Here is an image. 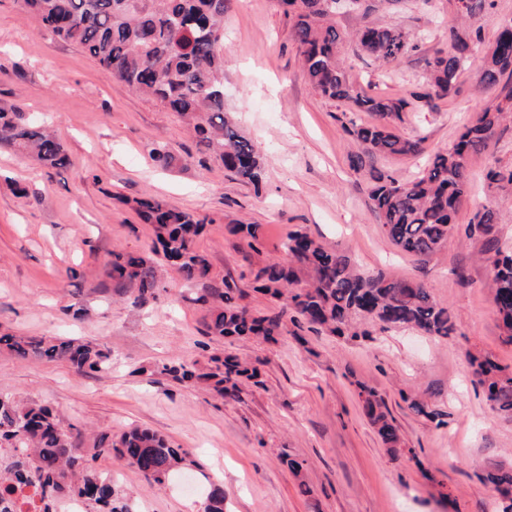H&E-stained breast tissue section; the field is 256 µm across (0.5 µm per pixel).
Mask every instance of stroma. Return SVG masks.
<instances>
[{
  "instance_id": "35a3bbf8",
  "label": "stroma",
  "mask_w": 512,
  "mask_h": 512,
  "mask_svg": "<svg viewBox=\"0 0 512 512\" xmlns=\"http://www.w3.org/2000/svg\"><path fill=\"white\" fill-rule=\"evenodd\" d=\"M373 2L378 16L429 51L447 47V30L459 23L453 0ZM510 20L512 0H497L494 15L476 14L470 25L485 47ZM484 47L455 94L399 122L402 135L423 137V154L379 156L376 168L413 179L428 155L456 141L482 105ZM342 55L352 80L374 95L406 98L424 80L414 54L394 67L356 57L349 44ZM224 61V108L264 159L258 193L217 164L201 168L176 113L106 78L78 46L38 32L18 0H0V107L46 119L71 158L66 169L49 171L0 147V331L93 341L113 360L111 372L87 376L1 349L0 394L52 406L87 448L96 435L139 426L188 450L200 471L162 486L117 456L95 460L135 512H192L206 496V475L224 481V512H502L478 475L491 461L512 465V421L491 410L470 358L487 354L512 369V346L500 340L479 243L458 233L423 260L386 237L369 207L368 176L350 165L357 146L341 110L309 85L276 0H238L224 18ZM158 146L178 157L177 166L154 165ZM491 167L512 170V122L470 156L474 191L456 214L465 225L477 210H495L498 235L512 244V186L488 189L482 177ZM141 197L208 216L196 248L215 275L248 290L252 311L273 302L249 291L251 266L287 260L286 236L302 228L363 273L424 283L448 305L457 333L442 339L377 327L371 338L347 341L303 323L272 341L232 343L204 335V309L177 271H168L158 300L136 305L112 296L99 286L112 250L152 245V227L125 204ZM236 220L260 225V253L225 232ZM228 351L259 362L262 372V386L244 384L235 400L137 371L172 360L203 369ZM362 385L385 398L401 438L395 450L366 418ZM414 400L439 410V419L411 410ZM289 458L302 462L299 472L288 469Z\"/></svg>"
}]
</instances>
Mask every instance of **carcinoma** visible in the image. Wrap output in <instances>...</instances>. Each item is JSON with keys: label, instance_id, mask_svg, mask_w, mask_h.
<instances>
[{"label": "carcinoma", "instance_id": "obj_1", "mask_svg": "<svg viewBox=\"0 0 512 512\" xmlns=\"http://www.w3.org/2000/svg\"><path fill=\"white\" fill-rule=\"evenodd\" d=\"M40 30L73 43L87 52L102 73L150 95L177 113L195 132L202 152L222 164L231 176L259 190L264 181L260 152L240 135L224 112V16L236 0H20ZM288 18L313 90L321 97L347 105L349 112H370L375 122L350 119L345 132L360 146L352 157L357 170L369 169V199L378 223L401 250L429 257L455 231V216L470 194L468 157L485 149L496 130L512 117V28L497 30L485 53L480 88L494 92L461 132L457 142L434 153L417 177L407 182L371 167L374 157L414 156L424 138L404 136L397 123L411 101L433 107L436 99L456 90V81L481 43L479 32L448 29L451 49L422 54L426 77L411 99L371 96L350 80L339 46L350 41L357 55L384 65H397L422 44L379 18L367 6L349 31L336 25V0H278ZM495 0H456L457 12L469 17ZM0 146H7L47 169L70 164L63 143L46 127L29 121L14 108L0 107ZM488 187L512 185V170L487 169ZM140 220L153 228L150 253L115 249L104 266L101 287L119 298L143 305L164 290V266L177 270L196 290L195 301L206 307L204 334L236 340L271 341L299 319L331 335L358 340L370 335L352 320L375 321L388 327H411L428 336L447 338L456 332L448 306L439 303L423 284L389 280L383 274L354 272L347 255L324 246L306 231L288 233L289 261L268 262L251 271L253 290L278 301L266 313H254L241 301L247 292L234 280L211 274L208 260L196 248L209 221L155 198L125 199ZM497 214L485 208L465 229L469 239L482 242L480 254L490 268L489 289L501 320V342L512 345V248L497 234ZM225 231L258 251L261 227L231 222ZM0 349L20 358L33 356L65 362L79 371L99 373L112 367V351L91 341L72 338H33L0 333ZM471 366L484 388L491 409L512 419V371L489 356L472 357ZM153 374L179 382L204 383L217 396L237 399L241 385L263 384L259 368L233 353L211 358L205 371L186 362L163 363ZM363 410L383 442H399L398 429L384 411L377 391L360 386ZM96 454L116 453L146 479L164 484L181 468H199L192 455L173 447L163 436L135 428L114 440L96 438ZM483 484L509 501L512 512V466L493 464L480 475ZM40 488L45 512H58L70 499L82 500L87 512H132L112 478L97 471L81 442L56 419L52 410L19 404L0 397V489L10 494L22 486ZM204 512H224V488L210 485Z\"/></svg>", "mask_w": 512, "mask_h": 512}]
</instances>
